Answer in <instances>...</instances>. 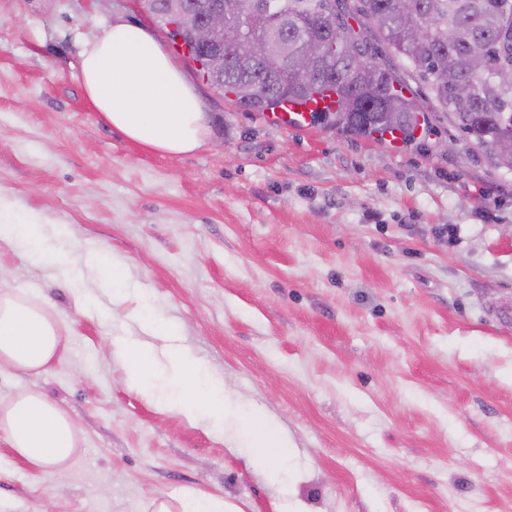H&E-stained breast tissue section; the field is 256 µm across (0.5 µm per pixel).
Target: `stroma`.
I'll list each match as a JSON object with an SVG mask.
<instances>
[{
    "label": "stroma",
    "mask_w": 512,
    "mask_h": 512,
    "mask_svg": "<svg viewBox=\"0 0 512 512\" xmlns=\"http://www.w3.org/2000/svg\"><path fill=\"white\" fill-rule=\"evenodd\" d=\"M141 0H0V196L37 218L39 255L0 245V290L64 328L50 368L0 364L81 439L66 473L0 437V512H142L185 491L238 512H512V170L391 63L430 132L390 144L248 112L174 61L207 143L160 154L109 126L80 80L86 41ZM125 274L112 282L111 265ZM177 332L150 335L138 311ZM200 359L224 383L223 436L131 392L115 342ZM259 413L288 463L249 447Z\"/></svg>",
    "instance_id": "obj_1"
}]
</instances>
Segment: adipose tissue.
<instances>
[{
    "label": "adipose tissue",
    "mask_w": 512,
    "mask_h": 512,
    "mask_svg": "<svg viewBox=\"0 0 512 512\" xmlns=\"http://www.w3.org/2000/svg\"><path fill=\"white\" fill-rule=\"evenodd\" d=\"M80 73L89 101L102 119L130 140L162 154L180 155L201 148L209 138L203 105L158 38L117 21L88 42ZM64 338L44 303L0 291V362L38 373L57 357ZM115 355L123 363L129 390L144 398L155 365L150 349L123 340ZM170 381L174 396L164 399L169 411L195 420L211 418L219 432L224 412V384L203 381L200 360L173 353ZM0 436L15 455L33 468L66 470L80 440L69 415L39 391L27 389L0 402Z\"/></svg>",
    "instance_id": "ef3b65f1"
}]
</instances>
